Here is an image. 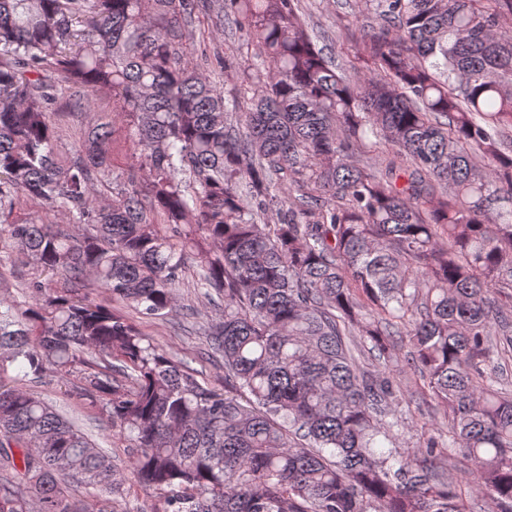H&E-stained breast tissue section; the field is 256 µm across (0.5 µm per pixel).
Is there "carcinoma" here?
Here are the masks:
<instances>
[{"label": "carcinoma", "instance_id": "carcinoma-1", "mask_svg": "<svg viewBox=\"0 0 512 512\" xmlns=\"http://www.w3.org/2000/svg\"><path fill=\"white\" fill-rule=\"evenodd\" d=\"M299 2L0 0V216L46 206L0 219V251L63 280L0 301V512H88L72 484L107 512L122 489L102 449L29 389L49 367L130 442L159 512H467L452 457L512 512L498 362L512 348V0H364L378 27L346 68ZM226 21L262 66L207 55ZM104 87L112 113L60 153L57 100L89 109ZM119 124L127 175L109 156ZM380 143L401 173L354 163ZM190 257L205 338L192 358L85 293L91 277L163 319ZM200 358L222 365L224 388ZM408 369L448 434L405 455L380 438L402 425L391 373Z\"/></svg>", "mask_w": 512, "mask_h": 512}]
</instances>
